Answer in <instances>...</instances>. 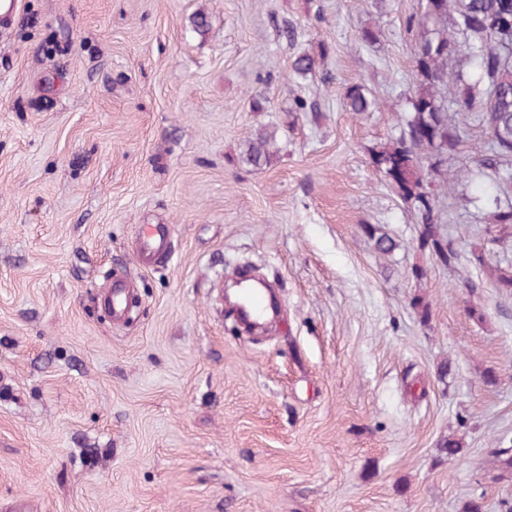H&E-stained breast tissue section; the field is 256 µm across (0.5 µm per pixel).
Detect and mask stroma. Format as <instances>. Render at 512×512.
Listing matches in <instances>:
<instances>
[{
	"mask_svg": "<svg viewBox=\"0 0 512 512\" xmlns=\"http://www.w3.org/2000/svg\"><path fill=\"white\" fill-rule=\"evenodd\" d=\"M422 13L19 0L0 26V512H512V295L490 276L512 226L458 175L490 137L467 117L440 166L450 266L372 163L418 86ZM356 84L377 109L347 111ZM260 132L279 152L257 168ZM153 224L171 255L137 263ZM240 272L277 286L268 330L224 302ZM123 273L116 323L100 298ZM273 144L274 140L264 133H260L255 139H250L247 150L248 162L255 167L261 166L267 161Z\"/></svg>",
	"mask_w": 512,
	"mask_h": 512,
	"instance_id": "1",
	"label": "stroma"
}]
</instances>
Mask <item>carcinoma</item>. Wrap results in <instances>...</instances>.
Segmentation results:
<instances>
[{
  "mask_svg": "<svg viewBox=\"0 0 512 512\" xmlns=\"http://www.w3.org/2000/svg\"><path fill=\"white\" fill-rule=\"evenodd\" d=\"M506 11L512 15V0H425L422 23L450 15L453 29H436L420 42L414 57L419 85L408 99L405 125L394 141L373 153L376 170L405 204L417 210L421 243L448 265L458 259L459 252L452 240L436 233L430 177L423 172V160L428 152L443 154L455 149L469 112L491 135L478 169L497 171L512 160V19H503ZM459 34L463 35L461 41ZM455 51L464 53L469 61L470 74L465 77L448 73V55ZM291 68L298 76L312 74L314 58L298 55ZM448 82L455 86L451 108L438 98V87ZM346 100L356 115L377 107V100L360 86L351 87ZM273 144L263 133L249 140L248 162L262 165ZM499 189L500 184H489L485 195L495 207L494 223L510 225L512 204L501 208ZM366 233L382 254L396 247L385 233L378 235L370 227Z\"/></svg>",
  "mask_w": 512,
  "mask_h": 512,
  "instance_id": "obj_1",
  "label": "carcinoma"
}]
</instances>
